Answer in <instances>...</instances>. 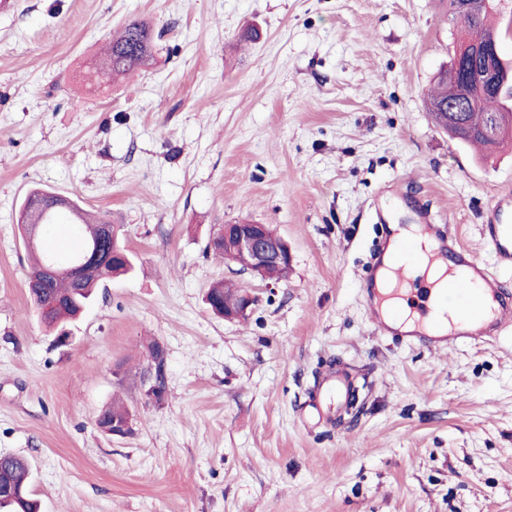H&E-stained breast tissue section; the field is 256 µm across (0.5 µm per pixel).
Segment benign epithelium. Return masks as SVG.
Segmentation results:
<instances>
[{
	"instance_id": "7a95c632",
	"label": "benign epithelium",
	"mask_w": 512,
	"mask_h": 512,
	"mask_svg": "<svg viewBox=\"0 0 512 512\" xmlns=\"http://www.w3.org/2000/svg\"><path fill=\"white\" fill-rule=\"evenodd\" d=\"M449 12L459 22L474 18V11L469 0H449ZM496 39L482 45H472L457 40L451 62L448 66V80L457 83L462 98L470 105L461 107L456 104L433 106L436 112H446L459 117L464 112H476L478 107L471 102V92L477 88L480 92L495 91L499 85L501 67L505 66L497 48ZM223 243V251L230 262L242 272L250 273L262 280H267V270L274 266L292 263V253L288 242L278 236L269 235L263 224H224L209 242V248L215 249ZM105 255L96 245H88L82 258L72 261L71 276L80 279L88 274H101L104 270ZM257 302V297L249 290L240 291L239 298L233 303H224V319L241 320L248 315ZM165 360L159 359L151 372L144 376L145 394L156 398L157 380L165 378Z\"/></svg>"
}]
</instances>
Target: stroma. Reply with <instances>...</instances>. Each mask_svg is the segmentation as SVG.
<instances>
[{"label": "stroma", "mask_w": 512, "mask_h": 512, "mask_svg": "<svg viewBox=\"0 0 512 512\" xmlns=\"http://www.w3.org/2000/svg\"><path fill=\"white\" fill-rule=\"evenodd\" d=\"M139 21L150 63L93 78ZM248 28L254 42L242 41ZM458 27L448 0H14L0 13V454L26 456L41 512H512V331L428 350L380 336L360 279L374 208L424 205L468 247L512 193V145L485 159L425 95ZM120 226L133 270L102 283L58 347L26 290V194ZM266 224L274 285L207 248ZM224 280L257 297L227 322ZM166 393L148 399L149 346ZM355 400L307 419L328 370ZM120 399L125 437L95 419ZM58 197V194L42 189H34L30 191L22 204L19 224H26L23 222L25 213L31 211V209L36 205H41V211L57 209L56 207H64L65 205L63 203L56 205Z\"/></svg>", "instance_id": "obj_1"}]
</instances>
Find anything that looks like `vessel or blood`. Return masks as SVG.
<instances>
[{"label": "vessel or blood", "mask_w": 512, "mask_h": 512, "mask_svg": "<svg viewBox=\"0 0 512 512\" xmlns=\"http://www.w3.org/2000/svg\"><path fill=\"white\" fill-rule=\"evenodd\" d=\"M413 220L423 235L434 240L436 248L432 260L444 265L448 275V290L458 301L465 303L466 310L461 322L445 328L428 327L427 317L431 311L428 304L435 288L432 282L400 278L393 292L399 301L391 312L383 310V296L375 286H368L364 301L380 330L395 342L416 344L428 349L450 348L456 344L471 342L490 344L508 329L512 323L506 317L512 313V289L503 278L512 272V206L499 201L495 206V221L481 227V237L489 248L495 264L487 266L474 251L463 245L445 224L432 223L424 209H416ZM417 239L398 235L391 231L379 251L377 263L396 264L415 252ZM417 295L419 303L412 307L414 326L408 330L393 328L404 312L401 303L410 295ZM350 383L345 374L329 371L316 388L309 406L318 415L319 422H331L329 413L332 403L348 400Z\"/></svg>", "instance_id": "vessel-or-blood-1"}]
</instances>
